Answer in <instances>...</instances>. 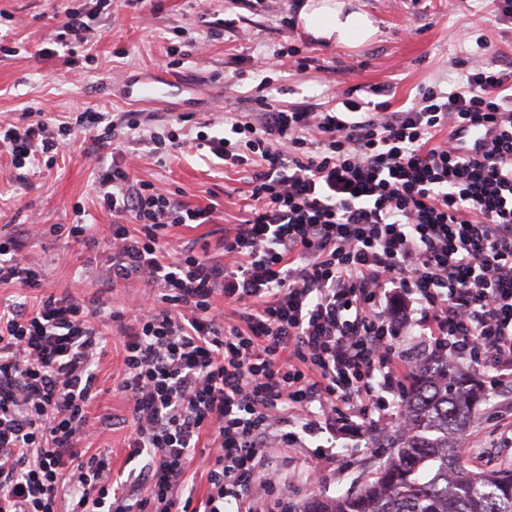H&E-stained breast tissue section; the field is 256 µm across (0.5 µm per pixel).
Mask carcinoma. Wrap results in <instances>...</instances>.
I'll use <instances>...</instances> for the list:
<instances>
[{
    "mask_svg": "<svg viewBox=\"0 0 512 512\" xmlns=\"http://www.w3.org/2000/svg\"><path fill=\"white\" fill-rule=\"evenodd\" d=\"M417 375L406 399L411 430L386 437L394 455L357 490L311 499L300 512H512V472L468 469L457 441L485 394L449 374L446 361Z\"/></svg>",
    "mask_w": 512,
    "mask_h": 512,
    "instance_id": "1",
    "label": "carcinoma"
}]
</instances>
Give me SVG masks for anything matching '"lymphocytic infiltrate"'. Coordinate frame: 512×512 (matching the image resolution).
<instances>
[{"mask_svg":"<svg viewBox=\"0 0 512 512\" xmlns=\"http://www.w3.org/2000/svg\"><path fill=\"white\" fill-rule=\"evenodd\" d=\"M224 123L204 144L250 177L248 216L225 230L220 261L192 244L165 250L170 227L211 223L213 207L95 158L116 219L106 281L147 288L134 324L110 315L132 421L127 475L81 447L107 344L98 308L54 294L31 306L25 292L0 308V512H256L253 489L280 482L265 449L340 424L382 430L418 365L445 359L512 389L511 71L474 66L399 111L348 89L337 107L268 103L259 120ZM467 125L496 131L482 158L451 143ZM65 132L0 125L17 180L54 158ZM42 282L21 243L0 240V283ZM219 295L237 323L217 312ZM206 430L198 499L185 474Z\"/></svg>","mask_w":512,"mask_h":512,"instance_id":"f902f5d3","label":"lymphocytic infiltrate"}]
</instances>
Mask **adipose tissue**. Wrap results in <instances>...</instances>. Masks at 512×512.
<instances>
[{
    "instance_id": "1",
    "label": "adipose tissue",
    "mask_w": 512,
    "mask_h": 512,
    "mask_svg": "<svg viewBox=\"0 0 512 512\" xmlns=\"http://www.w3.org/2000/svg\"><path fill=\"white\" fill-rule=\"evenodd\" d=\"M304 30L314 39L354 46L375 33L369 16L347 9L342 0H308L299 14Z\"/></svg>"
}]
</instances>
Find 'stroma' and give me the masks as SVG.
<instances>
[{
    "mask_svg": "<svg viewBox=\"0 0 512 512\" xmlns=\"http://www.w3.org/2000/svg\"><path fill=\"white\" fill-rule=\"evenodd\" d=\"M306 0H150L147 8L125 0H0V30L7 32L6 50L0 51V121L19 122L27 113L58 125L84 110L113 115L131 105L115 87L122 80L166 67L169 48L183 55L179 75L197 81L195 99L175 106L148 104V130L168 127L173 115H193L203 122L227 112L256 113L260 106L256 58L271 55L285 44L280 19L292 5ZM351 9L366 13L378 28L369 41L349 47L319 43L296 29L293 43L309 59L297 70L292 58L268 71L267 95L284 105H324L331 96L359 86L383 87L392 110L405 109L422 85L447 92L456 87L467 65L479 59L478 44L490 42L489 57L512 69V19L499 21L486 0H345ZM83 12L92 30L102 37L92 47L93 61L75 55L73 65L61 58L45 59L40 49L49 47L64 21V7ZM231 18L234 28L210 36L205 23ZM92 131L73 129V143L55 156L50 167L31 175L28 182L15 179L12 159L0 151V237H15L29 260L44 274L47 293L69 294L105 311H120L125 324L137 314L141 283L131 281L115 288L103 285L99 267L104 253L51 234L55 225L74 221L75 207H83L88 223L100 240H108L113 218L98 192L95 162L85 154ZM123 162L132 175L153 184L155 190L194 206L215 205L210 224H179L170 228V247L188 242L207 245L209 255L220 258L219 243L225 226L246 217L244 173L225 168L209 148L183 147L162 157L148 155L144 146L124 152ZM123 361L120 335L111 332L99 361L96 397L89 407L94 435L86 446L105 453L113 471L125 465L131 431L128 400L119 390ZM512 402V396L491 395L460 438L470 469L487 473L512 470V447L498 445L501 422L495 403ZM336 461L321 482H306L314 464L308 452L270 448L265 459L289 479L274 494L262 495L264 512H299L313 498L333 497L359 485L385 461L390 451L356 431L336 436Z\"/></svg>",
    "mask_w": 512,
    "mask_h": 512,
    "instance_id": "1",
    "label": "stroma"
}]
</instances>
